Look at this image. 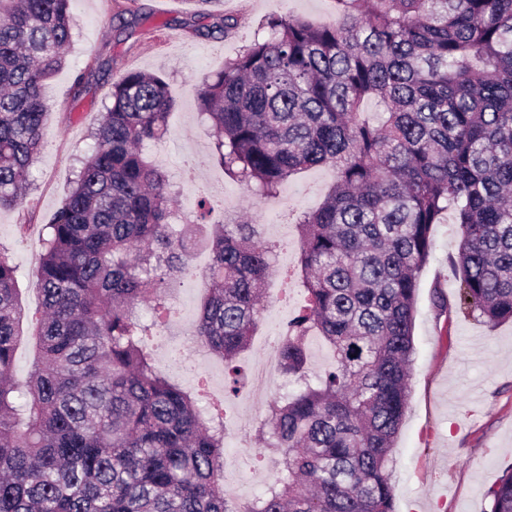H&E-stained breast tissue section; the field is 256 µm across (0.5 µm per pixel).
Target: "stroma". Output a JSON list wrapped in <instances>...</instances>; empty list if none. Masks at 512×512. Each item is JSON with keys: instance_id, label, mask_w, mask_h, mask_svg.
Listing matches in <instances>:
<instances>
[{"instance_id": "obj_1", "label": "stroma", "mask_w": 512, "mask_h": 512, "mask_svg": "<svg viewBox=\"0 0 512 512\" xmlns=\"http://www.w3.org/2000/svg\"><path fill=\"white\" fill-rule=\"evenodd\" d=\"M232 17L234 28L201 37L194 26L199 12ZM293 13L326 24L335 18L333 0H75L77 28L65 66L47 82L52 105L45 144L32 173L33 189L23 211H0V248L17 267L21 305L25 311L13 376L24 381L35 359L30 336L41 310L33 288L40 265L42 226L67 194L74 170L94 144L98 124L113 80L137 69L166 78L176 107L169 133L155 144L151 156L179 190L187 215L197 213L200 188L211 200L235 201L238 221L260 225L267 240L281 244L266 288L268 303L247 351L237 361L244 377L238 391L224 398V475L243 482V498L251 500L270 482L273 469L257 462L255 439L264 420L265 404L256 402L249 385L256 365L270 354L269 338L281 331L305 292L294 274L301 212L316 208L335 182L325 167L306 169L290 178L277 195H256L226 176L211 159L210 139L198 109L205 75L220 70L227 58L253 40L265 20ZM104 70L90 74V91L73 96L76 72L90 59ZM196 178L181 175L185 162ZM27 226H20V218ZM460 237L456 225L441 221L434 228V252L423 270L416 304L415 355L410 379V404L392 453L396 512H486L485 493L512 467V323L489 325L463 314L458 307L440 310L436 292L458 293L453 265ZM204 289L178 288L170 301L178 315L163 335L150 338V353L171 357L168 378L190 389L196 374L223 369L219 357L204 360L190 337L177 335L186 318L195 316Z\"/></svg>"}]
</instances>
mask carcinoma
Instances as JSON below:
<instances>
[{"instance_id":"cac0c4a2","label":"carcinoma","mask_w":512,"mask_h":512,"mask_svg":"<svg viewBox=\"0 0 512 512\" xmlns=\"http://www.w3.org/2000/svg\"><path fill=\"white\" fill-rule=\"evenodd\" d=\"M73 0H0V210L20 209L51 106L45 82L73 38ZM329 25L279 14L202 81L213 158L273 196L331 167L299 215L306 304L277 344L300 383L259 434L275 475L224 495V421L159 372L143 338L167 323L169 285L210 263L197 343L241 382L237 356L264 310L274 245L253 224H197L146 156L175 108L166 81L129 70L58 209L43 225L37 358L11 380L24 311L0 253V512H396L392 451L409 404L419 281L442 215L460 232L457 305L512 320V0H334ZM379 103L376 122L363 105ZM334 363L312 381L308 333ZM27 399L18 401V393ZM512 512V468L486 493Z\"/></svg>"}]
</instances>
